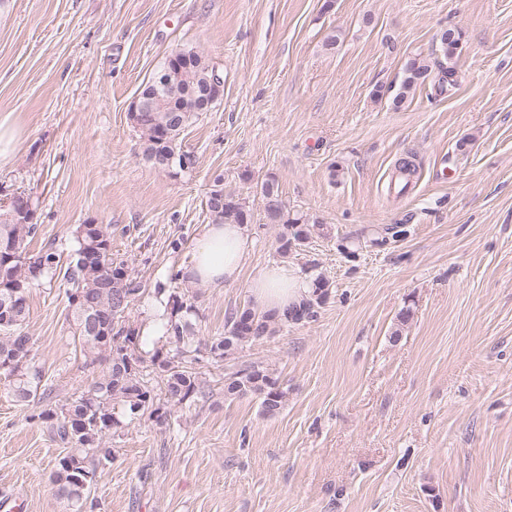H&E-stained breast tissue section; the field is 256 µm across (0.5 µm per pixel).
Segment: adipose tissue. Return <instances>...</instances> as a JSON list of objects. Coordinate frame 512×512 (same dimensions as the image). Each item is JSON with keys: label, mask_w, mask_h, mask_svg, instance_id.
Returning <instances> with one entry per match:
<instances>
[{"label": "adipose tissue", "mask_w": 512, "mask_h": 512, "mask_svg": "<svg viewBox=\"0 0 512 512\" xmlns=\"http://www.w3.org/2000/svg\"><path fill=\"white\" fill-rule=\"evenodd\" d=\"M252 239L245 225L212 224L194 246L189 283L233 286L248 263ZM253 306L261 312H281L299 304L309 289L296 270L285 263L266 266L249 282Z\"/></svg>", "instance_id": "adipose-tissue-1"}]
</instances>
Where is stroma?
Here are the masks:
<instances>
[{
  "mask_svg": "<svg viewBox=\"0 0 512 512\" xmlns=\"http://www.w3.org/2000/svg\"><path fill=\"white\" fill-rule=\"evenodd\" d=\"M0 0V203L30 196L31 253L68 257L77 225L107 226L114 262L142 288L125 312L147 351L158 289L224 333L252 301L232 287L173 283L209 218L216 178L251 210L246 275L288 261L329 295L316 320L240 350L190 353L204 399L119 429L94 512H512V0ZM463 34L457 86L392 97L406 61L446 27ZM339 37L335 48L328 34ZM203 52L224 98L186 128L192 167L140 160L128 105L178 48ZM415 157L409 191L388 185ZM322 223L278 253L260 186ZM399 226L396 237L384 231ZM66 284L29 293L49 403L100 374L66 320ZM410 310L398 325L401 310ZM258 362L287 391L277 415L224 396L231 365ZM0 380V496L65 512L49 479L63 447Z\"/></svg>",
  "mask_w": 512,
  "mask_h": 512,
  "instance_id": "1",
  "label": "stroma"
}]
</instances>
